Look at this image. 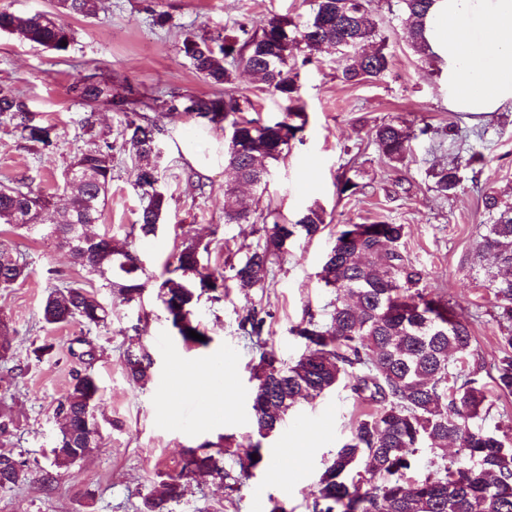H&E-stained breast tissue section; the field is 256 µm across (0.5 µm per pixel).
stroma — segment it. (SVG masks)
<instances>
[{
	"label": "stroma",
	"instance_id": "35a3bbf8",
	"mask_svg": "<svg viewBox=\"0 0 512 512\" xmlns=\"http://www.w3.org/2000/svg\"><path fill=\"white\" fill-rule=\"evenodd\" d=\"M0 7L20 15L55 12L58 23L74 32L63 52L0 33V83L16 87L30 110L54 127V144L44 149L21 140L0 118V184L22 179L33 189L62 196V174L74 155L95 143H112V183L91 231L129 244L150 280L142 306H128L103 288L99 276L75 265L68 250L0 224V241L25 253L32 271L26 281L0 288V314L19 331L12 339L13 361L0 363V395L8 391L16 396L17 429L6 449L22 454L31 469L50 467L54 409L73 375L84 368L68 348L84 336L97 347L91 368L100 386L95 414L101 429L98 448L60 470L51 486L33 480L0 488V512H139L143 498L165 475L179 471L183 449L217 441L224 434L232 435L236 444L224 463L235 467L256 439L249 377L260 350L238 329L248 303L234 291L219 302L201 299L196 316L211 341L190 348L167 321L155 284L182 235L208 243L210 254L204 262L221 271L225 259H240L256 245L266 215L292 222L310 207L322 210L326 229L288 244L264 289L255 295L270 313L263 341L292 363L303 352L292 327L309 316L327 321L335 294L325 288L320 272L338 225H403V249L425 270L428 288L445 294L472 323L470 363L486 387L489 405L481 415L482 425L512 441V395H501L493 382L502 356L499 338L512 330V321L501 317L492 291L473 270L479 226L487 220L481 188L489 186L501 197H512V111L492 112L475 121L450 111L438 66L414 51L386 0L371 4L389 55V69L381 79L351 84L342 79L335 53L296 52L308 123L302 141L292 142L285 159L271 164L266 185L241 188L249 222L224 221V188L234 181L230 168L206 175L202 191L187 179L188 166L175 149L177 138L194 133L202 120L163 117L158 143L168 208L155 236L145 240L128 235L139 199L132 186L134 159L121 147L124 116L112 108L88 106L74 97L72 86L91 76L111 82L116 92L131 85L150 96L212 93V86L177 51L185 34L233 35L243 23L256 30L274 16L305 18L314 0H105L104 10L93 17L56 12L55 0H0ZM391 120L413 127L426 122L440 128L457 125L462 144L451 151L420 139L405 162L382 159L371 133L374 126ZM481 129L487 132L482 140L476 136ZM475 151L485 157L478 173L465 164ZM435 165L459 167L461 190L448 197L432 191L428 171ZM345 175L356 178L355 194H338L337 183ZM401 178L412 182L410 195H391L392 184ZM65 281L97 293L112 310L109 327L90 330L77 321L59 327L43 323L44 296ZM135 333L153 359V378L143 387L130 383L122 368L128 338ZM46 339L55 343V354L39 362L30 359L32 342ZM219 368L224 371L227 406L223 418L213 419L208 397L197 386L202 375ZM171 378L184 380V389L162 396L160 388ZM374 410L373 403L346 385L297 404L264 440L266 466L254 469L233 492L208 478L191 480L175 512H257L275 502L286 512H312L313 495L331 453ZM285 444L300 449L298 459L281 462L277 450ZM278 466L284 467L285 476L275 474Z\"/></svg>",
	"mask_w": 512,
	"mask_h": 512
}]
</instances>
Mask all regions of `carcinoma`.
<instances>
[{
	"label": "carcinoma",
	"instance_id": "cac0c4a2",
	"mask_svg": "<svg viewBox=\"0 0 512 512\" xmlns=\"http://www.w3.org/2000/svg\"><path fill=\"white\" fill-rule=\"evenodd\" d=\"M434 0H396L412 48L431 56L426 38V19ZM102 0H57L58 8L73 15L91 17ZM370 0H315L312 15L303 22L273 17L258 31L239 27L234 36H185L178 52L196 73L214 87L233 84L238 68L253 71L269 93L286 103L278 120L248 118L249 101L224 95L170 93L157 99L171 114H193L212 128L230 130L224 156L239 181L261 186L269 165L278 161L291 142L302 141L306 115L300 105L297 74L291 60L304 46L310 52L330 47L338 53L337 65L344 81L378 80L389 67L384 47L372 51L365 46L375 39L385 42L369 18ZM0 32L45 49L64 51L71 30L55 17L38 13L21 17L0 8ZM75 95L90 104L126 106L137 104L133 88L126 96H112V87L85 81L72 87ZM0 116L12 123L19 138L45 148L53 145L52 127L35 122L34 114L11 84H0ZM160 128L157 121L133 113L121 131L122 146L135 156L133 187L141 206L132 230L141 238L156 234L167 201L159 189L161 151L152 150ZM418 137L438 141L452 149L458 146V128H436L425 122L412 129L400 123L376 126L372 141L379 153L401 163ZM72 164L82 168L81 184L71 187L65 215L57 224H30L25 216L41 209L50 199L31 187L0 186V224L24 229L70 251L75 264L99 275L102 287L117 292L121 302L142 306L147 282L137 255L107 236L83 241L82 224H94L100 216L112 182V145H96L79 151ZM433 190L446 197L457 192L460 170L432 167ZM489 221L480 225L476 243L478 266L484 272L502 314L512 319V201L485 190L482 195ZM249 214L238 200L236 187L224 188V222L240 224ZM324 229L323 212L309 208L292 224L273 217L262 227L261 241L236 265L230 275L211 271L202 264L209 245L192 237L182 239L167 269L168 277L158 285L161 299L177 335L186 344L206 346L207 340L189 336L193 330L206 336L194 315L199 298L213 301L236 288L248 297L264 287L271 264L288 242L298 236H316ZM404 225L378 221L345 224L336 231L326 254L321 280L335 292L328 321L310 318L291 329L304 344L292 365L278 351L265 348L250 375L252 425L260 441L252 445L247 472L265 464L262 440L281 425L283 417L299 401L314 400L336 389L342 382L375 403L376 411L359 422L351 438L338 447L322 473L312 503V512H512V448L504 440L475 425L486 401L484 387L467 372L462 360L471 356L470 322L456 304L424 285L425 270L413 264L401 249ZM31 276L23 253L0 241V288H9ZM42 321L63 325L78 321L87 327H103L110 310L94 292L79 284L52 290L43 301ZM269 313L255 305L239 320V329L249 338L262 335ZM17 334L10 319L0 316V363L14 358L11 337ZM504 350L495 378L496 387L512 393V332L501 336ZM153 360L141 341L130 343L123 369L130 381L145 385L151 380ZM99 387L86 370L72 378L59 399L55 418L58 431L52 448V467L67 469L82 460L88 449H96L99 425L95 415ZM16 427L11 410L0 409V444L6 445ZM455 456L448 457V443ZM224 448L212 450L205 442L185 451L179 472L169 474L156 490L143 498L140 512H173L187 491V479L196 475L216 478L234 490L238 476L224 468ZM421 448L443 461L438 471L411 481L407 471ZM32 471L22 455L0 452V487L17 486L30 480Z\"/></svg>",
	"mask_w": 512,
	"mask_h": 512
}]
</instances>
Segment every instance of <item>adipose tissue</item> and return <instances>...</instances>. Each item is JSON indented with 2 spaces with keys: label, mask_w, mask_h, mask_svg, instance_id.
I'll return each instance as SVG.
<instances>
[{
  "label": "adipose tissue",
  "mask_w": 512,
  "mask_h": 512,
  "mask_svg": "<svg viewBox=\"0 0 512 512\" xmlns=\"http://www.w3.org/2000/svg\"><path fill=\"white\" fill-rule=\"evenodd\" d=\"M425 36L451 111L478 116L512 108V0H434Z\"/></svg>",
  "instance_id": "adipose-tissue-1"
}]
</instances>
